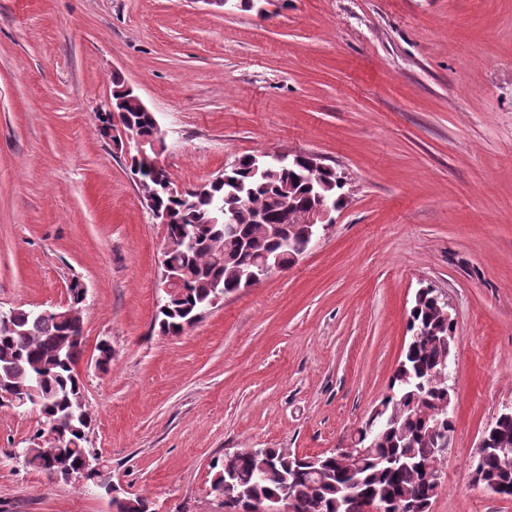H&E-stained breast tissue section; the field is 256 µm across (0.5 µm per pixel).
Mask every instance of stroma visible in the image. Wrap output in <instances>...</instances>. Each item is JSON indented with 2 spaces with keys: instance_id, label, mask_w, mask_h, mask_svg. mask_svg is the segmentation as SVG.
<instances>
[{
  "instance_id": "35a3bbf8",
  "label": "stroma",
  "mask_w": 512,
  "mask_h": 512,
  "mask_svg": "<svg viewBox=\"0 0 512 512\" xmlns=\"http://www.w3.org/2000/svg\"><path fill=\"white\" fill-rule=\"evenodd\" d=\"M116 74L154 112L176 184L257 152L346 180L296 265L178 336L155 323L166 227L134 146L99 132ZM75 279L87 446L155 512H224L211 465L240 449L337 448L387 395L427 285L456 317L430 512H512L471 478L512 404V0H0V310L61 306ZM40 426L0 406V512H110L94 484L11 457Z\"/></svg>"
}]
</instances>
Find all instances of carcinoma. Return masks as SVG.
Wrapping results in <instances>:
<instances>
[{
    "instance_id": "1",
    "label": "carcinoma",
    "mask_w": 512,
    "mask_h": 512,
    "mask_svg": "<svg viewBox=\"0 0 512 512\" xmlns=\"http://www.w3.org/2000/svg\"><path fill=\"white\" fill-rule=\"evenodd\" d=\"M135 134L143 141L162 140L153 113L128 112ZM254 154L239 157L234 164L202 185L185 193L161 191L152 211L167 217L171 233L182 236L168 255L181 272V283L171 286L156 321L160 332L177 336L205 312L220 290L229 293L242 285L239 272L261 251L282 254L283 264L292 263L288 249L267 236L266 225L280 224L293 241L307 223L312 203L323 195L333 205H343L346 182L328 166L313 173L304 159L272 167L255 166ZM236 208V239L224 236V209ZM78 280L69 287L71 310L43 316L35 309H13L11 331L0 330V380L12 384L26 398L19 411L35 410L53 436L43 441L38 434L31 446L22 448L26 466L52 476L46 453L73 471L84 467L90 416L78 409L83 384L75 371L83 341L81 304L84 296ZM412 332L390 379L395 397L384 402L383 429L372 447L351 471L348 459L327 451L307 462L284 448H245L213 465L211 490L235 495L273 497L288 481L302 512H359V498L370 492L394 503L410 499L419 512H429L441 483L425 479V466L432 462L437 439L432 429L440 424L454 429L443 410L448 394V371L439 363L448 361V345L438 339L454 330L439 290L421 289L408 319ZM501 447L477 459L475 470L489 485L501 484L512 498V419L496 420ZM112 512H152L144 496L122 492L109 497Z\"/></svg>"
}]
</instances>
